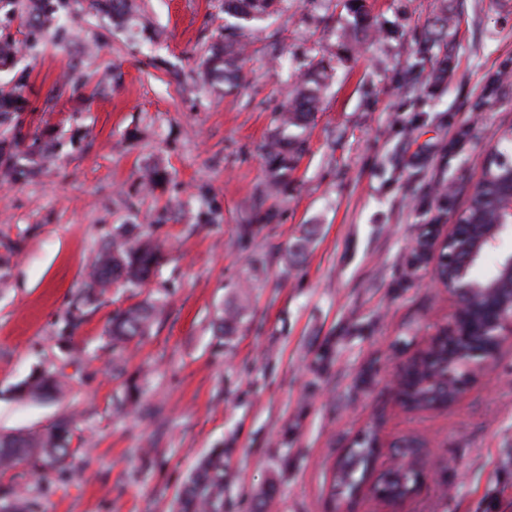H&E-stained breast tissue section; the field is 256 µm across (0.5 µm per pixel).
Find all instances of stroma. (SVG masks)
<instances>
[{
  "label": "stroma",
  "instance_id": "35a3bbf8",
  "mask_svg": "<svg viewBox=\"0 0 512 512\" xmlns=\"http://www.w3.org/2000/svg\"><path fill=\"white\" fill-rule=\"evenodd\" d=\"M72 0L40 33L0 0L16 47L0 122L24 176L0 167V434L73 420L75 453L42 481L0 475L35 512H174L197 462L224 451V512H380L334 488L344 448L375 431L381 461L424 448L403 512H512V346L445 410L403 408L402 360L446 325L433 262L474 176L512 126V0H283L253 23L240 86L196 74L224 29L222 0ZM450 19L428 48L435 15ZM331 78L286 191L265 186V145L293 85ZM139 225L162 252L136 290L88 295L104 244ZM162 302L147 336L112 349V314ZM240 305L236 331L213 334ZM56 373L62 395L15 387Z\"/></svg>",
  "mask_w": 512,
  "mask_h": 512
}]
</instances>
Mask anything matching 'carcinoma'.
Instances as JSON below:
<instances>
[{
  "instance_id": "obj_1",
  "label": "carcinoma",
  "mask_w": 512,
  "mask_h": 512,
  "mask_svg": "<svg viewBox=\"0 0 512 512\" xmlns=\"http://www.w3.org/2000/svg\"><path fill=\"white\" fill-rule=\"evenodd\" d=\"M279 0H224V12L237 19L224 25L222 39L210 46L203 73L224 80V85L234 87L240 79L241 54L237 50L239 38L246 24L270 15ZM70 0H38L34 24L51 26L56 15L68 9ZM324 71L317 68L307 73L294 88L280 113V129L267 146L270 161L268 188L279 190L286 184L288 171L292 169L294 156L288 153L287 144L294 135L291 129H302L321 105ZM22 110V101L10 92L0 93V117L7 119L10 113ZM16 143H0V159L7 161L6 170L19 175L17 169L21 156L14 153ZM512 192V169L494 160L484 167L482 179L470 194L465 209L466 221L471 224H491L502 198ZM161 252L156 244L142 235L127 233L112 240L109 247L92 267L89 292L96 294L112 286L116 281L129 288L142 284L160 264ZM499 257L489 251L475 264L479 269L487 264L491 270L474 275L481 287L489 284L499 273ZM160 308L159 300L142 302L115 312L109 322L108 332L112 348L145 335L151 328ZM238 319V310L229 308L217 314L216 334H230ZM479 316L471 315V331L457 340V351H467L484 345L478 335ZM448 364V344L432 349L425 361L413 367L414 379L403 391L404 405L411 410L444 407L452 401V393L443 382L424 385L430 378L445 373ZM19 391L31 397H41L59 391V383L51 373H41L24 382ZM72 419L62 416L48 427L36 432L0 434V471L6 472L19 461L27 463L30 471L42 479L63 468L72 455ZM378 437L375 432L365 434L358 447L350 449L337 462L335 481L338 485L353 489L363 482L369 471ZM0 512H32V503L18 487H0ZM177 512H224V449L216 448L196 466L184 485L178 500Z\"/></svg>"
}]
</instances>
